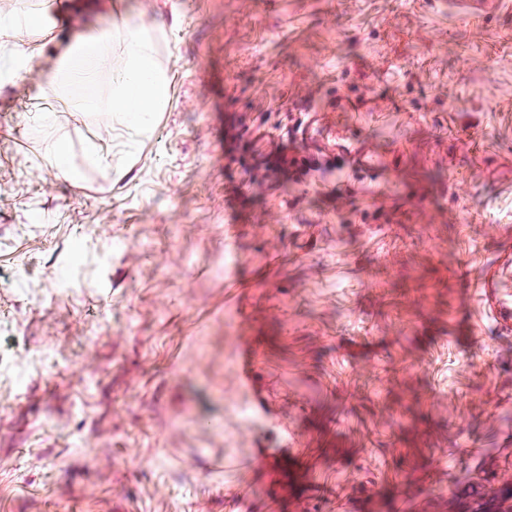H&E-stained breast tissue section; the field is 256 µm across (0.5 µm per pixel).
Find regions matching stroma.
<instances>
[{"instance_id":"stroma-1","label":"stroma","mask_w":512,"mask_h":512,"mask_svg":"<svg viewBox=\"0 0 512 512\" xmlns=\"http://www.w3.org/2000/svg\"><path fill=\"white\" fill-rule=\"evenodd\" d=\"M27 7L0 6V512H512V0ZM128 20L169 77L142 133L97 108L121 39L90 93L56 69ZM307 124L388 173L250 185ZM288 439L280 481L249 468ZM240 356L238 371L239 381L243 386H253L256 366V351L253 348L251 336L240 333L235 338Z\"/></svg>"}]
</instances>
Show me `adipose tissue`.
<instances>
[{
  "mask_svg": "<svg viewBox=\"0 0 512 512\" xmlns=\"http://www.w3.org/2000/svg\"><path fill=\"white\" fill-rule=\"evenodd\" d=\"M111 26L100 27L86 40L74 43L66 51V65L72 80L79 84L91 82L105 64V49L111 44ZM127 62L112 74V94L103 102L104 111L134 129H144L148 118L156 112L168 95V77L154 61L150 41L142 26L124 29Z\"/></svg>",
  "mask_w": 512,
  "mask_h": 512,
  "instance_id": "1",
  "label": "adipose tissue"
}]
</instances>
